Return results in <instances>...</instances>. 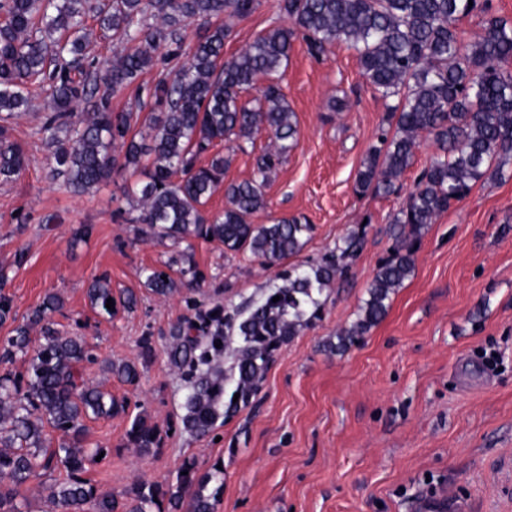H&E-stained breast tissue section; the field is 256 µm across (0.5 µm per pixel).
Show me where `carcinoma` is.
Wrapping results in <instances>:
<instances>
[{
    "mask_svg": "<svg viewBox=\"0 0 512 512\" xmlns=\"http://www.w3.org/2000/svg\"><path fill=\"white\" fill-rule=\"evenodd\" d=\"M256 2L112 0L93 6L88 0H0V180L19 177L26 167L24 150L10 140L9 120L45 94L50 101L42 141L54 162L50 176L67 191L81 194L138 170L142 180L132 193L141 213L129 223L145 224L153 236L175 244L210 238L226 251L280 264L302 251L312 225L296 217L249 222L267 207L265 187L297 140L295 113L279 78L297 32L317 50L346 42L357 51L368 84L387 101V121L395 123L393 135L382 134L370 148L356 191L397 192L423 134L433 138L438 153L394 218L400 225L395 246L378 265L358 319L329 344L345 351L385 316L390 293L410 276L414 256L407 235L433 223L491 167L500 170L512 158V20L481 9L482 33L466 45L458 22L477 0H280L291 26L273 27L224 58L228 29L212 19L247 17ZM194 20L203 30L183 61L182 30ZM91 21L128 45L103 69L86 54ZM153 68L156 111L147 132L136 133L133 113L112 111V98L132 86L141 89L138 79ZM261 78L266 84L258 96L243 104L241 94ZM261 129L270 132L272 147L257 157L254 176L224 183L234 143ZM202 154L209 159L199 165ZM221 187L227 206L210 216L204 206ZM360 248L359 235L352 234L319 261L289 265L281 283L255 302L187 304L190 314L173 326L167 352L186 390L185 430L204 437L251 402L276 352L322 319L324 293ZM179 262L176 278L164 269L148 271L146 285L154 295L166 298L180 283L198 288L205 282L186 253ZM86 295L107 320L136 305L131 292L114 297L105 274L92 278ZM62 308L58 295H46L0 352L1 363L28 353L30 331L40 327L42 342L31 353L26 379L0 376V512H20L27 483L55 470L66 477L42 486L55 512H215L224 488V470L215 465L199 475L188 460L175 482L137 481L122 501L82 477L86 462L103 452L86 448L84 420L117 416L126 404L84 378V364L96 358L80 337L54 328L52 316ZM228 350L231 362L223 368ZM105 368L123 383L139 382L134 362ZM48 427L62 434L55 448ZM126 440L148 454L161 447L163 432L138 414Z\"/></svg>",
    "mask_w": 512,
    "mask_h": 512,
    "instance_id": "carcinoma-1",
    "label": "carcinoma"
}]
</instances>
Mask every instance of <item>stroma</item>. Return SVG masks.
Wrapping results in <instances>:
<instances>
[{
    "instance_id": "obj_1",
    "label": "stroma",
    "mask_w": 512,
    "mask_h": 512,
    "mask_svg": "<svg viewBox=\"0 0 512 512\" xmlns=\"http://www.w3.org/2000/svg\"><path fill=\"white\" fill-rule=\"evenodd\" d=\"M278 4L258 0L249 16L228 19L225 57L284 24ZM281 85L297 117V143L265 189L267 208L251 223L296 217L312 224L304 260L320 258L353 231L362 247L347 279L325 294L322 321L280 349L252 404L204 437L181 427L184 390L167 360L169 330L187 315L188 302L259 300L278 267L195 239L190 252L207 276L202 288L157 299L146 271L179 249L127 223L126 191L140 173L83 194L64 192L49 175L38 134L43 102L10 122L29 166L0 182V267L8 274L0 293L12 299L17 318L59 295L57 329L83 337L97 358L87 380L128 404L124 415L86 420V446L107 450L87 478L120 498L137 480L175 481L191 458L202 474L224 465L216 512H415L419 499L439 494L451 512H512V162L413 237L414 270L385 317L347 351L332 352L328 342L355 319L395 243L393 218L437 146L421 139L399 193L358 194L362 161L389 125L355 49L338 42L317 55L296 37ZM336 99L344 103L338 112L330 108ZM49 214L54 223H45ZM82 224L92 225L91 236L73 241ZM101 274L113 291L135 293L137 308L101 320L86 297ZM148 333L155 355L138 385L103 371L105 360H137ZM142 411L168 432L154 455L126 445Z\"/></svg>"
}]
</instances>
